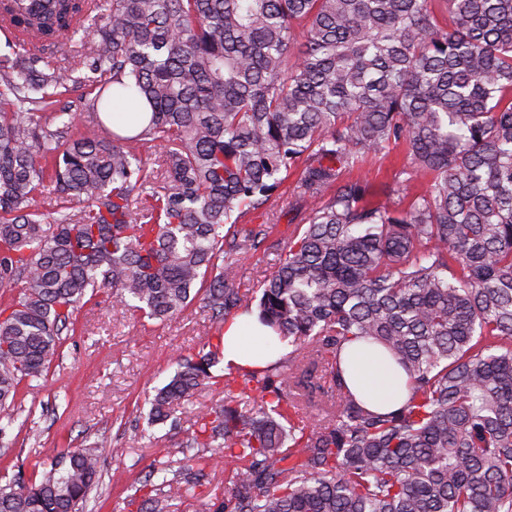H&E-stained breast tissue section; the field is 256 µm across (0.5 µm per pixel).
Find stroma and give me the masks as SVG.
Masks as SVG:
<instances>
[{"mask_svg":"<svg viewBox=\"0 0 512 512\" xmlns=\"http://www.w3.org/2000/svg\"><path fill=\"white\" fill-rule=\"evenodd\" d=\"M410 163L403 147L388 155H369L358 171L372 191L391 187L406 193ZM297 178L289 176L264 208L249 213V224L277 216L276 238H287L301 214L288 204ZM208 316L199 304L167 321L149 320L139 312L116 307L110 290L97 292L79 310L71 331L36 389H26L16 405L24 426L14 427L0 448V479L17 471L41 473L50 461L71 448H93L100 457L101 479L90 494L86 512H130L128 503L153 468L178 470L186 462L181 448L184 422L157 426L152 437L142 430L155 388L173 375L178 357L197 354L205 338L200 329ZM220 461L208 477L174 506L175 512H215L224 499Z\"/></svg>","mask_w":512,"mask_h":512,"instance_id":"obj_1","label":"stroma"}]
</instances>
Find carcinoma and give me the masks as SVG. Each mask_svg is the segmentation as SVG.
Listing matches in <instances>:
<instances>
[{
  "label": "carcinoma",
  "instance_id": "cac0c4a2",
  "mask_svg": "<svg viewBox=\"0 0 512 512\" xmlns=\"http://www.w3.org/2000/svg\"><path fill=\"white\" fill-rule=\"evenodd\" d=\"M444 3L446 24L432 0L0 12V288H21L0 306V443L21 384L110 288L152 320L201 301L207 337L254 310L290 348L222 374L218 344L177 360L147 425L182 415L195 454L145 480L136 512H170L223 458L216 512H512V0ZM80 67L89 121L75 135L57 105ZM132 95L148 121L123 135L112 126L142 122ZM397 145L422 185L408 200L344 178ZM294 171L304 223L272 241L243 218ZM271 248L277 269L241 292L242 261ZM362 339L405 371L398 408L349 390L341 353ZM202 387L224 399L194 407ZM316 398L312 427L295 414ZM99 473L76 448L0 484V512H83Z\"/></svg>",
  "mask_w": 512,
  "mask_h": 512
}]
</instances>
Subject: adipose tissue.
Returning a JSON list of instances; mask_svg holds the SVG:
<instances>
[{
    "label": "adipose tissue",
    "mask_w": 512,
    "mask_h": 512,
    "mask_svg": "<svg viewBox=\"0 0 512 512\" xmlns=\"http://www.w3.org/2000/svg\"><path fill=\"white\" fill-rule=\"evenodd\" d=\"M223 343L224 362L232 366L263 368L285 351L273 330L253 314L227 320ZM343 358L347 383L366 407L384 412L403 403L404 374L379 346L353 341L346 345Z\"/></svg>",
    "instance_id": "ef3b65f1"
}]
</instances>
